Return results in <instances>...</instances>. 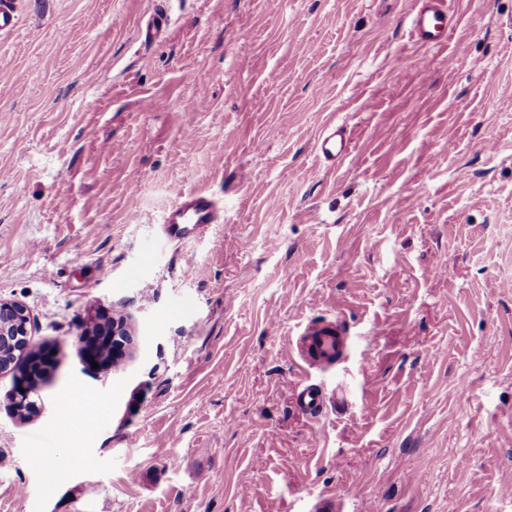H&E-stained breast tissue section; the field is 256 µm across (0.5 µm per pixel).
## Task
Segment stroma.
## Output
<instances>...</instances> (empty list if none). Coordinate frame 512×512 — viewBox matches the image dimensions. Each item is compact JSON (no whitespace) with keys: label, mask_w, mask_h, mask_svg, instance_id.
<instances>
[{"label":"stroma","mask_w":512,"mask_h":512,"mask_svg":"<svg viewBox=\"0 0 512 512\" xmlns=\"http://www.w3.org/2000/svg\"><path fill=\"white\" fill-rule=\"evenodd\" d=\"M17 9L0 301L53 367L28 419L0 373V512H512V0H454L431 49L411 0ZM332 121L353 150L327 172ZM194 190L224 220L168 243ZM114 316L136 346L93 367L78 338ZM331 318L351 344L310 370L295 339ZM304 383L336 402L302 414ZM38 451L69 470L48 499Z\"/></svg>","instance_id":"stroma-1"}]
</instances>
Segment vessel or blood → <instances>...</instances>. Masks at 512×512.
Returning <instances> with one entry per match:
<instances>
[{
	"label": "vessel or blood",
	"mask_w": 512,
	"mask_h": 512,
	"mask_svg": "<svg viewBox=\"0 0 512 512\" xmlns=\"http://www.w3.org/2000/svg\"><path fill=\"white\" fill-rule=\"evenodd\" d=\"M448 0H420L412 10L411 34L424 47H439L446 43L450 30ZM316 152L325 168L341 164L351 153V141L344 125L327 124L320 133ZM223 212L214 195L193 191L184 195L165 215L161 235L172 242L201 234L209 225L218 223ZM350 338L340 322L315 323L297 339L299 356L312 368L333 365L347 350ZM327 401L318 387L303 386L296 395V404L303 413L319 414Z\"/></svg>",
	"instance_id": "1"
}]
</instances>
